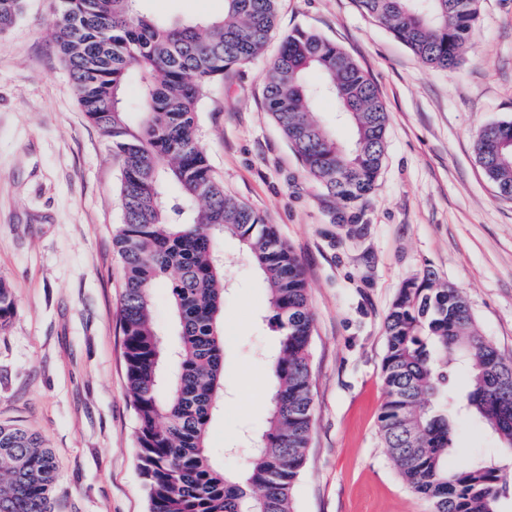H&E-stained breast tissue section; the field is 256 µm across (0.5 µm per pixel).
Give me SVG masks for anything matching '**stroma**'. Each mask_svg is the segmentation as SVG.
Segmentation results:
<instances>
[{
  "mask_svg": "<svg viewBox=\"0 0 512 512\" xmlns=\"http://www.w3.org/2000/svg\"><path fill=\"white\" fill-rule=\"evenodd\" d=\"M54 0H26L0 38V278L16 298L0 335V420L39 432L59 462L57 512H149L118 321L124 272L112 238L120 165L80 107L51 38ZM172 21L215 18L224 0H139ZM306 28L351 55L376 86L388 124L383 166L356 223L304 172L266 111L263 74L284 38ZM198 137L225 194L276 225L303 262L314 317V422L295 512H431L396 473L377 427L385 400V320L407 280L434 272L512 360V199L474 154L482 127L512 120V0H480L453 72L422 63L355 0H277L262 53L201 100ZM224 299V406L208 443L217 466L260 435L277 334L268 296L235 238Z\"/></svg>",
  "mask_w": 512,
  "mask_h": 512,
  "instance_id": "obj_1",
  "label": "stroma"
}]
</instances>
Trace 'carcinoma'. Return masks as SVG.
Instances as JSON below:
<instances>
[{"mask_svg":"<svg viewBox=\"0 0 512 512\" xmlns=\"http://www.w3.org/2000/svg\"><path fill=\"white\" fill-rule=\"evenodd\" d=\"M138 0H56L51 37L78 101L111 140L121 166V224L113 245L124 285L118 318L128 395L137 421L138 469L149 512H293L313 425L310 366L313 316L301 262L274 225L224 194L197 134V109L230 67L263 50L275 25L276 0H224V16L170 23L137 9ZM359 8L402 40L425 64L458 68L479 18L478 0H357ZM25 0H0V36ZM315 70L319 79H305ZM136 81L140 98L124 92ZM264 105L304 171L337 200L333 222L373 192L382 168L388 115L376 86L333 41L296 29L264 77ZM322 98L336 101V122L354 128L344 144L313 118ZM475 157L498 193L512 199V120L478 133ZM178 189L179 201L168 194ZM246 248L268 292L269 325L278 343L270 359L273 388L262 434L228 472L207 443L211 417L224 399V294L231 260L218 236ZM168 280L180 345L166 351L152 319L156 284ZM16 300L0 279V333ZM378 417L384 447L406 486L432 512H503L512 499V362L479 334L462 293L428 272L400 288L385 321ZM174 359L171 382L164 365ZM461 367L466 388H448ZM487 427L495 457L453 465L457 422ZM59 466L42 437L0 422V512H55Z\"/></svg>","mask_w":512,"mask_h":512,"instance_id":"1","label":"carcinoma"}]
</instances>
